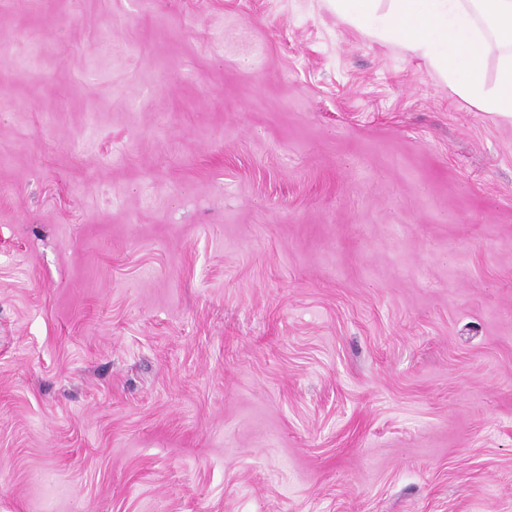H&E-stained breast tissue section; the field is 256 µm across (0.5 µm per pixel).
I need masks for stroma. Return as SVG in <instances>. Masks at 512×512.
<instances>
[{"instance_id": "stroma-1", "label": "stroma", "mask_w": 512, "mask_h": 512, "mask_svg": "<svg viewBox=\"0 0 512 512\" xmlns=\"http://www.w3.org/2000/svg\"><path fill=\"white\" fill-rule=\"evenodd\" d=\"M0 512H512V119L325 0H0Z\"/></svg>"}]
</instances>
